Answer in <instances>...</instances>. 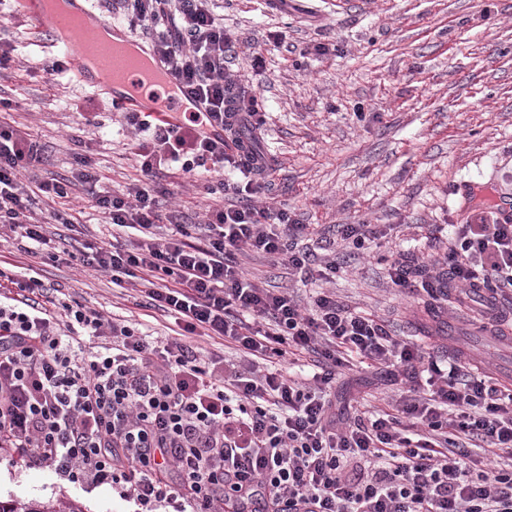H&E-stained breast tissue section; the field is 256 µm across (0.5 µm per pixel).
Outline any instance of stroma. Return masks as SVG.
I'll list each match as a JSON object with an SVG mask.
<instances>
[{
	"mask_svg": "<svg viewBox=\"0 0 512 512\" xmlns=\"http://www.w3.org/2000/svg\"><path fill=\"white\" fill-rule=\"evenodd\" d=\"M217 13L240 49L231 70L253 83L265 100L262 147L275 167L268 195L303 224L319 227L310 240L320 249L339 224H382L385 238L363 254L349 252L331 282L340 301L385 321L404 338L426 335L443 354L449 338L463 340L501 370L512 353L480 336L473 314L462 310L456 328L419 314L415 297L391 287L389 260L443 258L450 225L465 224L502 195L512 196V0H217ZM284 37L266 47L269 33ZM0 39L20 58L57 57L50 37H38L22 0H0ZM328 47L318 54L317 44ZM263 47L265 65L252 68L251 48ZM0 100L13 120L28 126L46 164L31 169L32 183L48 173L70 175L78 153L88 154L102 185L124 194L139 176L136 135L112 110L108 90L87 87L74 71L57 77L17 66L0 70ZM98 115L97 134L83 132L80 113ZM162 204L183 224L202 222L206 207L224 203L217 175L195 178L173 169L160 176ZM69 224H49L53 250L18 251L9 229L0 230V292L39 278L54 300L80 304L152 339L174 324L143 307L138 291L82 265L88 247L111 241L106 216L90 207L83 186L69 195ZM246 268L268 287L308 300L314 286L287 266L249 258ZM392 379L366 365L343 370L336 399L355 409L385 407L400 395ZM70 501L83 512H173L121 500L107 485L73 483L0 450V501Z\"/></svg>",
	"mask_w": 512,
	"mask_h": 512,
	"instance_id": "obj_1",
	"label": "stroma"
}]
</instances>
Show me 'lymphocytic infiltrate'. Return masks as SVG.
I'll return each mask as SVG.
<instances>
[{
  "label": "lymphocytic infiltrate",
  "instance_id": "obj_1",
  "mask_svg": "<svg viewBox=\"0 0 512 512\" xmlns=\"http://www.w3.org/2000/svg\"><path fill=\"white\" fill-rule=\"evenodd\" d=\"M117 7L201 111L173 120L123 113L143 135L135 152L142 181L121 196L98 190L87 156L78 157L74 179L24 183L41 147L27 126L0 120V225L18 234L22 252L47 249L33 216L40 198L64 199L72 183L87 185L92 207L136 238L93 248L83 266L119 287L138 278L146 307L174 317L179 330L153 342L79 305L51 309L34 278L21 297L0 294V450L142 505L191 512H512V468L497 465L512 460V387L462 355H427L333 291L323 287L305 307L286 289L258 286L242 267L241 257H259L324 283L341 265L299 249L315 225L259 199L268 170L264 113L228 68L238 40L214 0ZM228 141L242 155L226 153ZM176 162L187 173L229 167L240 175L231 185L237 202L208 208L195 236L162 210L152 183ZM167 223L172 234L157 236ZM386 277L454 306L477 303L483 330L497 333L506 321L498 298L512 288V218L479 214L458 225L443 260L396 258ZM89 336L110 343L89 346ZM192 336L231 344L240 363L205 361ZM290 355L310 359L311 382L268 369ZM352 355L371 368L402 369L410 386L345 425L331 389Z\"/></svg>",
  "mask_w": 512,
  "mask_h": 512
}]
</instances>
